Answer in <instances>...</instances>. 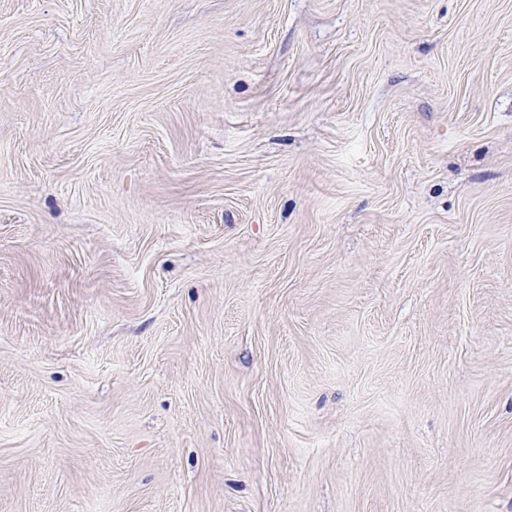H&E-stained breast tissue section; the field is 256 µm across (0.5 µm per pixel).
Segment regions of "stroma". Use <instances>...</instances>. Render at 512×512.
Returning <instances> with one entry per match:
<instances>
[{
    "label": "stroma",
    "instance_id": "1",
    "mask_svg": "<svg viewBox=\"0 0 512 512\" xmlns=\"http://www.w3.org/2000/svg\"><path fill=\"white\" fill-rule=\"evenodd\" d=\"M0 512H512V0H0Z\"/></svg>",
    "mask_w": 512,
    "mask_h": 512
}]
</instances>
